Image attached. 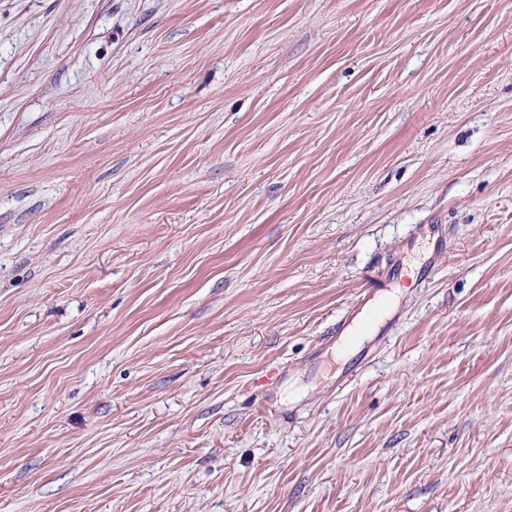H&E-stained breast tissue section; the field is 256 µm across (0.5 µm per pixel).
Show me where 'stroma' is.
Masks as SVG:
<instances>
[{
  "mask_svg": "<svg viewBox=\"0 0 512 512\" xmlns=\"http://www.w3.org/2000/svg\"><path fill=\"white\" fill-rule=\"evenodd\" d=\"M0 512H512V0H0Z\"/></svg>",
  "mask_w": 512,
  "mask_h": 512,
  "instance_id": "stroma-1",
  "label": "stroma"
}]
</instances>
